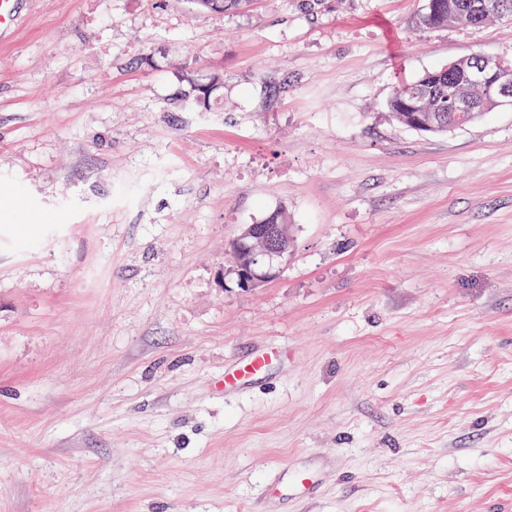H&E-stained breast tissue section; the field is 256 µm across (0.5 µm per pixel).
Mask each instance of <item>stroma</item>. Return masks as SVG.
Listing matches in <instances>:
<instances>
[{
  "instance_id": "obj_1",
  "label": "stroma",
  "mask_w": 512,
  "mask_h": 512,
  "mask_svg": "<svg viewBox=\"0 0 512 512\" xmlns=\"http://www.w3.org/2000/svg\"><path fill=\"white\" fill-rule=\"evenodd\" d=\"M422 3L16 0L0 512H512V106L444 134L386 109L512 59V22ZM280 208L288 263L239 290L224 245ZM430 1H436L439 7H430ZM467 2H472V0H424L423 9L418 17V26L423 29L447 27L448 25L473 27L498 19L497 13H490L479 24H473ZM455 66L451 64L448 69H433L424 72L412 82L398 84L387 102V109L392 119L409 128L432 134L448 132V85ZM409 103L415 105L419 112H437L443 115L440 123L436 122L430 128L416 129L411 126L418 112H409L403 105Z\"/></svg>"
}]
</instances>
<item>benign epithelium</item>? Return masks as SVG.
Wrapping results in <instances>:
<instances>
[{
    "mask_svg": "<svg viewBox=\"0 0 512 512\" xmlns=\"http://www.w3.org/2000/svg\"><path fill=\"white\" fill-rule=\"evenodd\" d=\"M465 83L479 88L485 99L512 100V62L478 54L467 71ZM291 224L245 225L235 238L247 256L246 267L239 270L240 283L249 290L276 279L283 270L282 259L293 244Z\"/></svg>",
    "mask_w": 512,
    "mask_h": 512,
    "instance_id": "benign-epithelium-1",
    "label": "benign epithelium"
}]
</instances>
